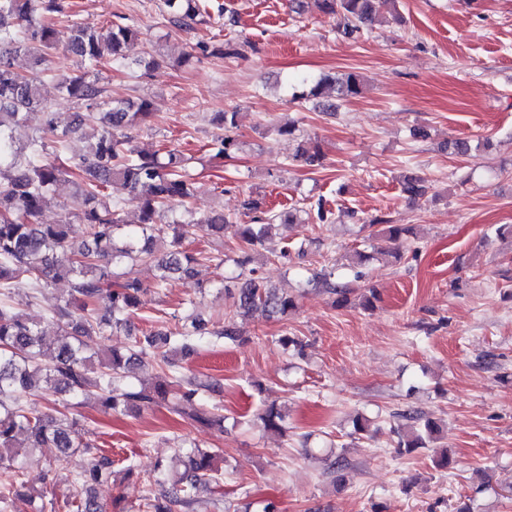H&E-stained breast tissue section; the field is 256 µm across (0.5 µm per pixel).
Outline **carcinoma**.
Here are the masks:
<instances>
[{
  "label": "carcinoma",
  "instance_id": "cac0c4a2",
  "mask_svg": "<svg viewBox=\"0 0 512 512\" xmlns=\"http://www.w3.org/2000/svg\"><path fill=\"white\" fill-rule=\"evenodd\" d=\"M163 4L175 27L200 15L198 0H163ZM317 4L322 12L342 18L338 33L344 38L354 37L375 21V0H317ZM66 9L65 0H0V289L26 288L36 295L57 281L69 284L67 298L56 304L45 326L0 303V512H7L24 487L18 456L34 448L59 449L60 456L47 469L49 476L76 447L71 438L74 422L62 412L55 415L36 409L39 388L65 397L93 394L108 414L164 403L180 415L184 413L183 405L221 391L217 381L178 380L166 372L150 385L130 382L134 365L147 357L166 364L171 352L179 350L186 356L196 353L200 336L206 334V323L200 319H185L173 330L136 338L124 351L112 349L101 354L89 350L87 337L127 327L140 305L143 284L132 277L113 280L110 267L146 262L152 258L151 244L167 239L170 250L157 259L156 287L177 279L201 291L202 283L194 281L195 266L205 260H216L221 265L224 260L187 250L184 240L191 231L202 227L222 238L230 230L256 250L266 246L277 222H293V214L266 210L252 195L242 203L244 215L249 218L246 224L226 223L222 211L199 219L189 216L185 204L199 189L187 173L189 157L177 149L160 153L134 145L133 131L152 115L151 99L114 98L100 85L99 74L91 71L106 56L126 58L125 50L138 40V31L113 24L102 38L76 21L60 31L48 19L64 14ZM61 43L84 69L80 75L57 80L60 103L80 109L73 122L62 129L57 112L41 94L43 64ZM197 49L203 56L238 54L230 41L218 46L202 43ZM20 55L31 61L26 73L14 68V60ZM290 88L294 100L325 96L318 107L334 116L342 102L363 94L364 82L360 75L350 72L334 81L314 79L306 93L296 91L293 84ZM36 108L43 111V125L29 134L25 132L27 116ZM215 120L224 127V134L217 137L212 158L222 159L238 149L232 135L235 113L220 112ZM87 123H95L99 129L75 169L48 157L47 138L62 142ZM295 159L318 167L324 155L317 145L303 146ZM74 173L79 177L76 194L83 200V209L72 218L64 217L59 224L40 223V215L54 203V187ZM116 186L141 201L138 224L122 243L117 242V234L124 224L106 195ZM426 192L425 179L416 174L401 181V193L410 201ZM178 208L183 209L185 218L173 217ZM73 218L86 226L87 239L79 244L69 238L68 225ZM376 224L386 225L385 233L392 241L407 232V228L391 224L383 216L369 220V226ZM224 289L231 292L232 310L224 314L223 325L213 335L228 342L241 338L234 313L261 308L275 317L296 307L295 297L264 285L253 272L245 282L234 286L226 283ZM401 417L406 424L395 429L398 455L432 448L439 425L415 411ZM187 419L208 428L222 421L220 415L204 406L187 414ZM260 420L267 432L283 431L284 415L273 404ZM221 454L219 448L203 449L196 443L176 449L177 457L185 458L184 470L160 493L150 490V486L161 484V479L151 474L141 477L149 487L143 496L144 512H173L178 506L191 508L203 503L200 490L212 492L223 479L224 473L215 465ZM112 480V458L93 457L72 481L64 503L67 512H103L93 489Z\"/></svg>",
  "mask_w": 512,
  "mask_h": 512
}]
</instances>
